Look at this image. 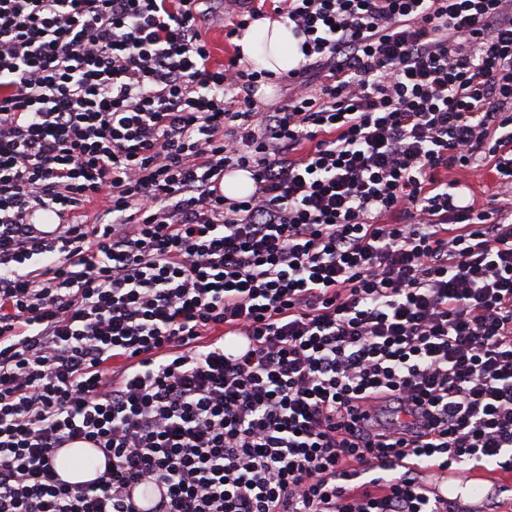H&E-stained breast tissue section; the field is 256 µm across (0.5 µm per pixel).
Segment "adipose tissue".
<instances>
[{"label": "adipose tissue", "instance_id": "ef3b65f1", "mask_svg": "<svg viewBox=\"0 0 512 512\" xmlns=\"http://www.w3.org/2000/svg\"><path fill=\"white\" fill-rule=\"evenodd\" d=\"M252 28L239 42L246 65L257 64L277 74L298 66L301 56L286 21L269 15L254 21Z\"/></svg>", "mask_w": 512, "mask_h": 512}]
</instances>
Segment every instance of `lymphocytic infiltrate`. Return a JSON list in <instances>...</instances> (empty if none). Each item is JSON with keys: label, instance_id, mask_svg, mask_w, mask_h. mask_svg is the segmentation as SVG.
<instances>
[{"label": "lymphocytic infiltrate", "instance_id": "1", "mask_svg": "<svg viewBox=\"0 0 512 512\" xmlns=\"http://www.w3.org/2000/svg\"><path fill=\"white\" fill-rule=\"evenodd\" d=\"M207 2L0 0V512H449L386 458L512 472V0H271L263 112ZM212 12L209 14V20L206 21V38L213 51L214 58L217 61L224 62L232 53V46L224 37V9L222 2L216 1L211 4ZM251 30H254L252 35ZM250 31L241 40H233L241 48L244 57L242 64L256 69L254 66L257 63L277 76L298 66L302 55L297 51L296 40L286 21L275 15L262 16L252 23ZM263 43L266 44L262 49L265 57L260 56ZM255 184L249 173L238 171L224 177V194L231 198L246 196L254 191ZM60 456L66 460L65 467H62L63 473L60 472V474L63 479L72 483H80L93 478L91 468L87 467L85 464L87 457H95L97 464L101 466V470L104 469V458L102 454L98 457L96 451L84 443H75L72 447L63 448Z\"/></svg>", "mask_w": 512, "mask_h": 512}]
</instances>
